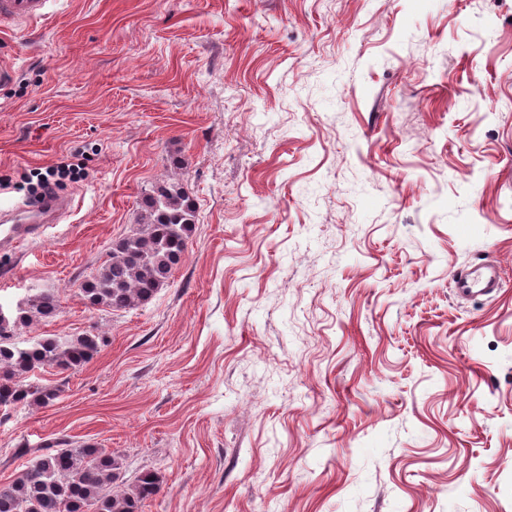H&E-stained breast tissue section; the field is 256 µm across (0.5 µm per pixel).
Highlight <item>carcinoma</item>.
Returning a JSON list of instances; mask_svg holds the SVG:
<instances>
[{
    "label": "carcinoma",
    "mask_w": 512,
    "mask_h": 512,
    "mask_svg": "<svg viewBox=\"0 0 512 512\" xmlns=\"http://www.w3.org/2000/svg\"><path fill=\"white\" fill-rule=\"evenodd\" d=\"M195 224L196 203L181 182L144 189L137 224L112 242L110 259L81 286L88 305L126 311L149 303L181 263ZM59 308L53 292L32 288L14 308L0 309V408L50 405L60 387L40 382L38 373L75 372L106 343L96 335L18 340L19 328L55 317ZM161 485L156 472L129 485L120 456L63 439L0 483V512H142Z\"/></svg>",
    "instance_id": "cac0c4a2"
}]
</instances>
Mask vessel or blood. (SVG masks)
<instances>
[{
  "label": "vessel or blood",
  "instance_id": "1",
  "mask_svg": "<svg viewBox=\"0 0 512 512\" xmlns=\"http://www.w3.org/2000/svg\"><path fill=\"white\" fill-rule=\"evenodd\" d=\"M50 0H0V17L8 20H38L48 13ZM74 210L71 197L52 193L36 204L0 207V253L16 252L29 240L42 236L49 225L58 223ZM459 296L476 298L495 292L500 284L497 268L485 261L458 271L453 276Z\"/></svg>",
  "mask_w": 512,
  "mask_h": 512
}]
</instances>
